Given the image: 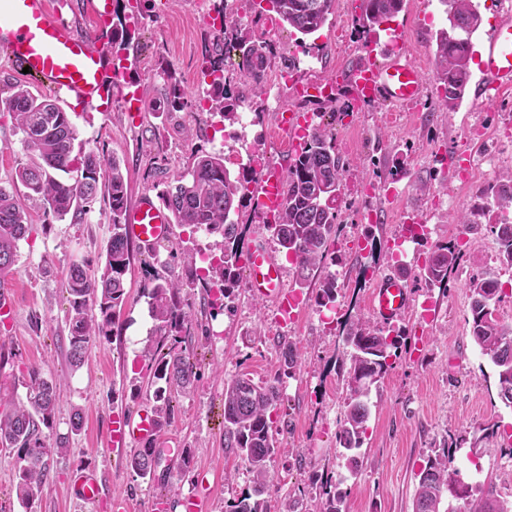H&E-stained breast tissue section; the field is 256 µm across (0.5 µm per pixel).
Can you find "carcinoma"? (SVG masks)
I'll use <instances>...</instances> for the list:
<instances>
[{
    "label": "carcinoma",
    "instance_id": "cac0c4a2",
    "mask_svg": "<svg viewBox=\"0 0 512 512\" xmlns=\"http://www.w3.org/2000/svg\"><path fill=\"white\" fill-rule=\"evenodd\" d=\"M270 2L280 19L302 35L322 28L334 5V0ZM441 2L448 6V26L435 35L434 64L442 88L439 106L445 112H453L463 100L471 78L473 38L480 28L481 16L476 0ZM363 5L368 25L378 26L402 10L403 0H363ZM217 10L224 30L236 32L243 25L239 15L224 8V0H219ZM226 46L227 41L218 37L204 45L203 56L222 61ZM264 68L263 53L242 49L241 72L256 97L264 94ZM213 85L209 95L211 110L226 119L234 118L241 98L222 76ZM166 105L170 112L188 106L184 88L172 75L168 76ZM0 108L12 114L24 147L33 153L30 162L18 165L12 177L13 186L25 189V200L58 218L70 214L76 223L84 220L98 195L108 201L112 237L103 272L92 276L85 263L74 261L65 281L69 295L66 357L70 365L76 366L92 340L111 335L126 302L125 275L133 258L125 224L128 181L119 161L101 155L99 149L74 153L77 131L56 97L35 94L24 84L7 83L0 87ZM343 171L331 128L320 122L284 168L286 204L271 229L282 251L294 256L301 282L311 271L334 261L330 243L338 230ZM252 181L250 175L232 174L224 163L223 152H205L195 157L187 172L177 176L174 187L159 193L175 223L221 238V255L203 275L185 280L166 277L156 271L154 264L145 263L143 296L148 298L154 332L159 336L156 345L147 349L148 385L153 387L150 399L162 428L174 418L172 391L190 392L198 370L191 333L194 314L185 300V289L199 285L207 292L216 278L224 283V298L231 299L239 276L242 231L230 216L239 210ZM22 200L0 185V281L14 270L18 242L29 230L27 206ZM489 228L496 237L500 263L512 268V224H491ZM458 259L456 247H437L423 268V278L431 285L447 283L448 273ZM497 284L491 277L470 280V332L481 353L498 368L501 399L512 405V329L495 316L497 300L490 294ZM335 300L336 278L331 276L319 289L316 304L321 307ZM344 339L350 348L348 395L336 439L346 452L348 468L355 472L371 414V388L391 368L388 359L393 342L382 329L359 318L346 320ZM279 346L283 365L272 380L259 385L240 375L224 382V447L240 457L252 475V485L227 503L225 512H267L266 496L276 486L270 471L277 453L271 414L282 397L283 377L294 376L301 362L297 344L289 337H282ZM56 404V383L41 368L33 367L28 371L25 399L12 402L9 412L0 415V446L16 451L15 493L27 505L41 496L49 476V457L66 450V442L52 444L43 435V429L54 422ZM160 455L157 448H139L128 459V466L140 478L151 479ZM450 463L446 448L427 457L419 472L415 512H442L446 498L463 502V507H450L448 512H512V505L500 499L493 484H483L475 490L460 480ZM339 486L338 482L326 481L319 512H346L348 492Z\"/></svg>",
    "mask_w": 512,
    "mask_h": 512
}]
</instances>
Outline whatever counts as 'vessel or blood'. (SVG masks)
Instances as JSON below:
<instances>
[{"label":"vessel or blood","mask_w":512,"mask_h":512,"mask_svg":"<svg viewBox=\"0 0 512 512\" xmlns=\"http://www.w3.org/2000/svg\"><path fill=\"white\" fill-rule=\"evenodd\" d=\"M109 23L108 11H101L96 36L89 39L54 19L48 0H0V52L16 70H28L40 88L59 93L68 102L99 105L101 111L107 112L115 100L117 67L115 58L104 47ZM324 85L335 97L406 106L420 101L424 90L420 67L397 55L385 62L373 61L337 71L325 79ZM505 88H512V7L502 14L483 44L473 100L486 102L490 91ZM307 127L305 113L285 108L277 114V130L286 143H294ZM249 193L260 224H267L285 203L281 166H270L250 185ZM125 222L129 237L145 252L154 251L173 233L168 214L148 194L141 195L128 210ZM244 263L251 295L273 301L281 311H288L291 298L284 286L283 262L259 240L250 248ZM411 300L409 285L397 275L387 274L379 278L372 291L370 310L381 325L387 326L402 317ZM158 435L151 412L118 411L112 417L109 448L118 457L134 445L156 440ZM73 492L77 499L94 503L102 495V486L97 477L83 475L75 481Z\"/></svg>","instance_id":"1"}]
</instances>
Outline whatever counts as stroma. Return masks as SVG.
I'll use <instances>...</instances> for the list:
<instances>
[{"instance_id":"stroma-1","label":"stroma","mask_w":512,"mask_h":512,"mask_svg":"<svg viewBox=\"0 0 512 512\" xmlns=\"http://www.w3.org/2000/svg\"><path fill=\"white\" fill-rule=\"evenodd\" d=\"M55 17L81 36L97 28L96 0H49ZM230 9L248 18L238 38L267 50L265 93L253 96L240 74L238 56H231L226 72L229 85L250 104L248 124L224 120L217 112L193 108L166 109L164 73L184 85L189 98L205 95L201 70L210 26L197 16V0H157V22L140 24L127 19L134 30L127 43L113 45L118 56L134 55L138 69L130 78L140 96V111L128 105L102 112L90 107L71 120L77 143L103 148L120 160L128 178L130 201L142 194L157 195L166 182L191 165L194 155L220 150L230 171L253 152L272 162L288 160L274 134L276 105L304 112L321 111L318 102L294 98L289 87L274 77L288 68L299 79L312 80L349 69L366 60V44L384 42L388 28L401 29L407 58L422 67L426 78L423 99L414 106L392 108L352 103L337 113L332 126L336 151L346 161L344 197L339 208L336 262L311 271L304 287L296 285V268L288 266L285 286L300 289L307 300L301 318L291 327L279 324L272 303L252 297L247 281L234 291L232 309L210 320L209 336L195 344L200 377L189 394L173 399L175 418L162 431L158 447L174 444L190 449V462L163 458L151 481L140 479L115 459L106 443L114 411L135 413L149 407L146 378L141 375L145 350L155 344L154 322L143 297V263L148 255L135 251L125 276L127 302L110 338L90 343L80 368L66 359L69 308L64 288L72 261H85L90 274H101L112 226L103 201H96L87 220L76 224L29 207V233L20 241L18 260L6 277L15 294L13 316H0V396H26L28 369L40 367L57 384L59 402L48 440L66 438L68 449L50 460L51 479L33 510L17 502L16 454L0 447V499L12 502V512H113L111 500L129 499L132 512H154L157 497L169 503L168 512H183L182 498L195 493L199 472H206L213 512L246 488L251 475L238 456L224 446V383L248 375L262 384L281 365L278 339L298 343L302 365L283 385L280 405L273 412V434L278 453L271 463L278 493L269 496L268 512H314L320 501L313 475L340 478L349 492L347 512H413L417 474L432 451L448 449L452 464L464 482L494 484L500 497L512 502V405L498 394L496 367L481 354L468 320L472 277L488 275L501 288L496 305L499 322L512 328V269L501 266L498 246L488 226L500 209L493 199L475 195L459 179L458 166L469 161L476 176L490 183L512 180V91L489 105L464 97L455 112L437 109L439 83L432 49L437 30L446 25L442 0H405L404 8L387 26L362 25L363 0H335L327 23L300 47L299 35L272 12L269 0H229ZM12 116L0 112V184L8 185L16 166L26 162ZM400 170L392 178V170ZM482 207L481 228L469 234L460 264L449 287L424 285L418 266L436 249L457 241L465 225L452 215L472 206ZM412 210L427 217L432 233L411 245L403 262L387 257L389 244L399 235L401 213ZM467 233V232H466ZM189 248L219 256L215 237L175 225L171 238L156 253L170 271L187 277L189 268L176 253ZM401 273L413 286L417 303L385 333L397 337L392 367L372 393L373 407L361 467L349 475L336 444L346 398L343 323L370 316V297L385 273ZM335 276L341 308L323 320L313 298L328 276ZM432 299L435 314L421 316V301ZM82 427L72 431L74 413ZM93 474L102 480L103 499L90 504L77 500L75 479Z\"/></svg>"}]
</instances>
